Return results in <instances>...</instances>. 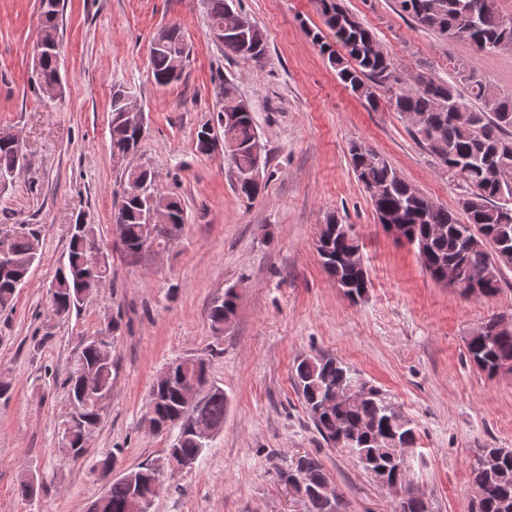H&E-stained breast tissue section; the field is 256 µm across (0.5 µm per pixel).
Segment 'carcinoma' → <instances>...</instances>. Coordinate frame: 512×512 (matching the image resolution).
Returning a JSON list of instances; mask_svg holds the SVG:
<instances>
[{"instance_id": "1", "label": "carcinoma", "mask_w": 512, "mask_h": 512, "mask_svg": "<svg viewBox=\"0 0 512 512\" xmlns=\"http://www.w3.org/2000/svg\"><path fill=\"white\" fill-rule=\"evenodd\" d=\"M236 0H205L209 23H221ZM397 11L412 18L424 28L445 36L463 38L485 51L504 44L512 47V18L501 14L497 0H396ZM324 26L342 48L323 41L321 32L312 33L328 63L341 83L369 105L378 104V91L390 92L388 102L394 111L411 123L413 138L433 157L448 178L464 189L458 207L465 215L460 220L455 211L444 206L430 208L428 198L416 194L413 185L400 176L388 159L379 152L354 142L349 148L350 160L358 180L366 192L380 189L371 198L376 215L396 213L405 224L407 242L416 249L423 270L435 281L453 269L464 284L463 291L476 296L496 294L503 271L512 269V184L500 182L498 170L512 173V96L496 91L482 79L476 69L460 63L456 68L459 82L480 101L481 107H468L457 86L445 80L426 78L416 88L400 87L396 64L380 46L374 32L358 16L349 12L340 0H318ZM154 40L162 43L149 53L154 81L166 86L181 79L185 66L175 64L174 57L184 43L176 26L161 30ZM59 43V10L50 6L42 12L38 44ZM227 56L261 62L267 51V38L255 24L246 23L239 34L224 36ZM40 87L61 82L60 65L52 55L44 56L36 69ZM227 81H220L216 96L224 99L226 118L224 135L238 147L233 160L235 173L252 164L250 148L258 134L253 111L246 100L224 92ZM110 149L112 157H122L134 147L139 127L121 119L117 96L110 104ZM21 157L9 143L8 132H0V178H12L22 166ZM238 195L246 200L257 196L261 183L241 177L235 179ZM151 196L122 194L117 204L124 222L122 251L130 258L141 249L140 224L150 210ZM318 238L326 243L319 253L324 270L339 284L358 295L370 286L367 270L345 266L336 257L358 247L352 225L334 213L319 225ZM99 241L94 224L70 236L65 262L57 268L51 283V311L65 318L79 310L84 299L97 291L100 281L111 280L110 265L90 268L92 246ZM10 259L0 263V308L8 307L19 288V282L30 274L39 258L40 243L35 230H23L8 238ZM237 296L227 288L211 303L209 319L218 328L235 314ZM500 316L487 321L488 329L480 336H468L466 349L470 361L489 376L498 374L505 362L512 363V329L499 330ZM114 359H104L95 341L86 342L70 367L65 385L69 402L84 405V419L70 427L71 444L84 452L103 415L97 400L112 389ZM171 379L165 386L151 387L145 418L168 423L178 429L175 442L186 457H202L204 447L198 442L194 428L224 427L226 396L213 392L193 407L180 403L179 392L187 379L211 387L206 362L183 360L169 364ZM292 385L301 398L315 430L327 446L339 450L364 470L377 484L394 483L410 477L393 463L399 446L416 442V425L402 409H394L396 401L385 389L367 380L355 367L333 356L318 353L298 358L292 369ZM362 385V404L350 396L334 403L330 394ZM282 480L293 486L303 485L302 500L306 512H344L342 500L329 502L321 493L328 482L320 460L310 454L279 471ZM140 482L143 494L155 498L152 487L157 480L151 465L143 463L112 480L106 490L107 502L102 512H131V481ZM470 481L482 490L476 512H512V450L479 448L470 469ZM394 512H433L430 501L412 498L395 502Z\"/></svg>"}]
</instances>
